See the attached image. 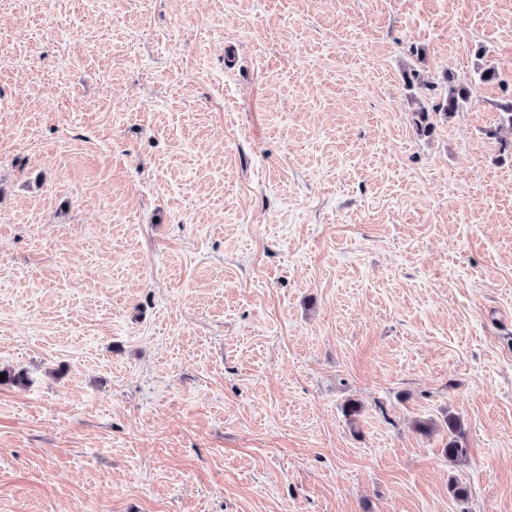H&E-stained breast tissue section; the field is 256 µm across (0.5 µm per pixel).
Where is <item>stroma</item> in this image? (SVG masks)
<instances>
[{
	"instance_id": "1",
	"label": "stroma",
	"mask_w": 512,
	"mask_h": 512,
	"mask_svg": "<svg viewBox=\"0 0 512 512\" xmlns=\"http://www.w3.org/2000/svg\"><path fill=\"white\" fill-rule=\"evenodd\" d=\"M508 89L512 0H0V512H512ZM445 91L433 104L432 112L448 120L459 112L470 101V89L468 86L458 83L451 71H445L443 75ZM448 429V443L444 448L445 456L450 462H459L468 455V448L463 447L460 438L463 436L462 425L458 418L448 415L445 421Z\"/></svg>"
}]
</instances>
